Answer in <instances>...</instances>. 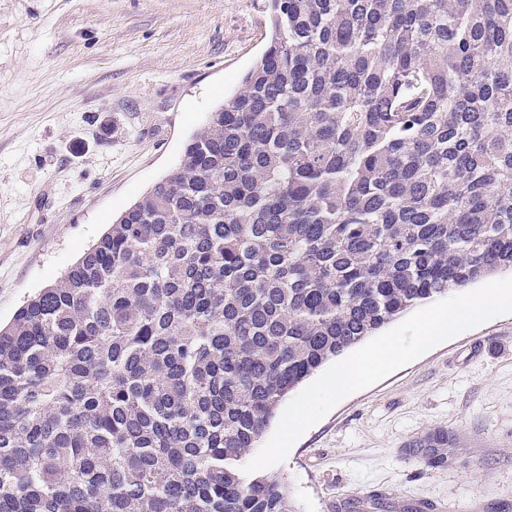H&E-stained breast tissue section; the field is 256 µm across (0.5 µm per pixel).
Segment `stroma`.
Segmentation results:
<instances>
[{
    "label": "stroma",
    "mask_w": 512,
    "mask_h": 512,
    "mask_svg": "<svg viewBox=\"0 0 512 512\" xmlns=\"http://www.w3.org/2000/svg\"><path fill=\"white\" fill-rule=\"evenodd\" d=\"M269 0H0V323L181 161ZM456 437L445 468L407 450ZM295 512H512V314L348 395L264 469Z\"/></svg>",
    "instance_id": "35a3bbf8"
}]
</instances>
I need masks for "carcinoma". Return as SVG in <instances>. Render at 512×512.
<instances>
[{
  "label": "carcinoma",
  "mask_w": 512,
  "mask_h": 512,
  "mask_svg": "<svg viewBox=\"0 0 512 512\" xmlns=\"http://www.w3.org/2000/svg\"><path fill=\"white\" fill-rule=\"evenodd\" d=\"M271 2L180 164L0 326V512H294L242 470L288 394L512 271V0ZM507 277H512V273L510 271L504 272V273H499V274L493 276L492 278H490V279H488L486 281L475 283L473 285H470L467 288H462V289L450 292V293H448V295L445 294V295L436 297V298H434V299H432L430 301H427V302H425L423 304H420V305L410 309L409 311H407L406 313H404L399 318H397L393 322L389 323L388 325H386L382 329L376 331L372 336H369L365 341H363L359 345L355 346L354 348H352L351 350H349L348 352H346L342 356L338 357L336 360H331V361L327 362L317 372H315L310 378L305 380L302 384L297 386L292 392L289 393L288 397L279 406L278 410L276 411L275 417L272 419V421L269 424V426L265 429V431L263 432L261 437L256 442L255 448H253V450H252L251 454L249 455V457L247 458L245 464H247L259 452V450L265 445V443L269 440V438L271 437V435L273 434V432L275 431V429L277 427V424H278L279 419L281 417L282 411H283L284 407L286 406V404L296 394H298L302 389H304L307 385H309L312 381H314L319 375H321L331 365H333V364H335V363L345 359L347 356H349L351 353H353L354 351H356L357 349H359L360 347L365 345L371 339H373V338H375V337H377V336H379V335H381V334H383V333H385V332L395 328L396 326H398L400 323H402L406 318H408L410 315H412L417 310H420L422 308L428 307V306H430V305H432V304H434V303H436V302H438L440 300H444V299H447V298L455 296V295H460V294H464V293L470 292V291H472V290L482 286L483 284H485V283H487L489 281L496 280V279L507 278Z\"/></svg>",
  "instance_id": "1"
}]
</instances>
